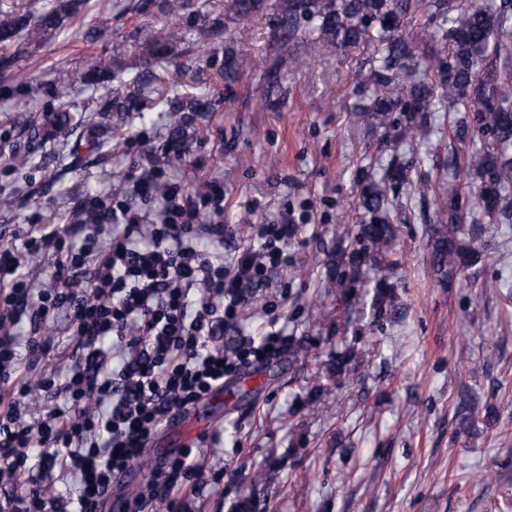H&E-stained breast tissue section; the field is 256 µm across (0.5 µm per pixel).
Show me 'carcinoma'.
I'll return each instance as SVG.
<instances>
[{"label":"carcinoma","instance_id":"cac0c4a2","mask_svg":"<svg viewBox=\"0 0 512 512\" xmlns=\"http://www.w3.org/2000/svg\"><path fill=\"white\" fill-rule=\"evenodd\" d=\"M80 0H58L38 19L48 34L75 17ZM265 22L267 94L272 106L284 100L282 81L288 56L296 45L312 53L331 50L345 54L367 52L369 60L353 71V112L364 127L382 133L390 155L380 175L362 167L356 174L359 219L349 246L336 248L327 287L355 300L357 289L369 283L382 314L395 309L391 288L395 224L400 194L418 199L417 219L428 225L431 264L440 279L461 268L486 264L490 257L461 236L462 224L486 218L512 224V0H224V21L205 31L224 35V87L233 93L241 75L242 57L234 31L252 22ZM26 13L0 20V71L27 53ZM180 32L161 28L138 46L143 58L174 56ZM112 75V62L103 60L87 74L57 82L52 123L41 141L52 140L70 120L76 82H98ZM156 75L142 71L123 100L97 109L95 124L106 128L112 113L126 102L150 92ZM206 111L203 100L187 95L169 111L172 134H188L184 116ZM451 114L452 139L472 144L464 159L451 158L444 173L422 171L418 147L431 132L430 114ZM464 174L477 190V211L466 208L459 188L449 181Z\"/></svg>","mask_w":512,"mask_h":512}]
</instances>
